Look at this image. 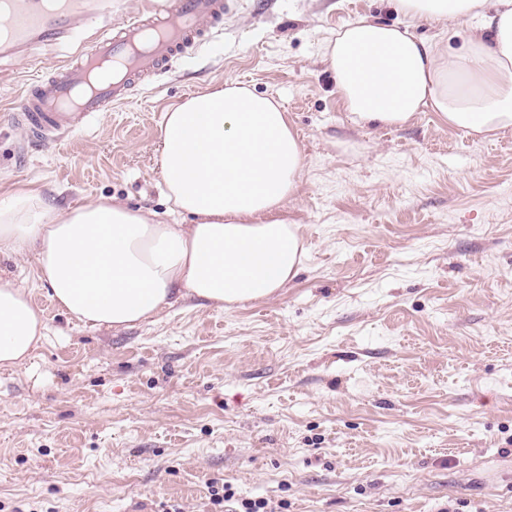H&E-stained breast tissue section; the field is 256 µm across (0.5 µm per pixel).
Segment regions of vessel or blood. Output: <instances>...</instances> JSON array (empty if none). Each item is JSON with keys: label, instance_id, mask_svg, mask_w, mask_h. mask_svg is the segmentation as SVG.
Returning a JSON list of instances; mask_svg holds the SVG:
<instances>
[{"label": "vessel or blood", "instance_id": "obj_1", "mask_svg": "<svg viewBox=\"0 0 512 512\" xmlns=\"http://www.w3.org/2000/svg\"><path fill=\"white\" fill-rule=\"evenodd\" d=\"M92 9L91 0H0V53L30 54L60 38L75 18ZM223 25L224 0H167L163 7L123 19L41 75L4 116L27 127L42 147H56L190 48L208 42Z\"/></svg>", "mask_w": 512, "mask_h": 512}]
</instances>
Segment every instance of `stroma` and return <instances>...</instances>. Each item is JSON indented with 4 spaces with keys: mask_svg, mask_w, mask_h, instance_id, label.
<instances>
[{
    "mask_svg": "<svg viewBox=\"0 0 512 512\" xmlns=\"http://www.w3.org/2000/svg\"><path fill=\"white\" fill-rule=\"evenodd\" d=\"M111 13L33 58H0V110ZM224 28L58 148L0 123V195L99 197L166 224L167 108L227 80L279 99L306 166L283 212L303 269L233 309L177 299L130 328L51 306L31 259L0 258L49 327L0 370V512H512V129L480 141L419 113L344 112L326 39L390 0H224ZM231 491L230 501L215 493Z\"/></svg>",
    "mask_w": 512,
    "mask_h": 512,
    "instance_id": "35a3bbf8",
    "label": "stroma"
}]
</instances>
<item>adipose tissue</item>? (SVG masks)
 <instances>
[{"label": "adipose tissue", "mask_w": 512, "mask_h": 512, "mask_svg": "<svg viewBox=\"0 0 512 512\" xmlns=\"http://www.w3.org/2000/svg\"><path fill=\"white\" fill-rule=\"evenodd\" d=\"M407 21L458 24L451 52L372 18L329 39L323 60L353 122L401 127L431 110L454 129L491 138L512 128V0H390ZM160 166L190 225L94 200L65 211L40 191L0 201V255L35 256V276L67 314L92 327L141 323L173 298L233 308L279 295L304 248L281 212L305 167L281 104L236 81L194 93L164 114ZM48 326L30 294L0 277V368L25 363Z\"/></svg>", "instance_id": "1"}]
</instances>
